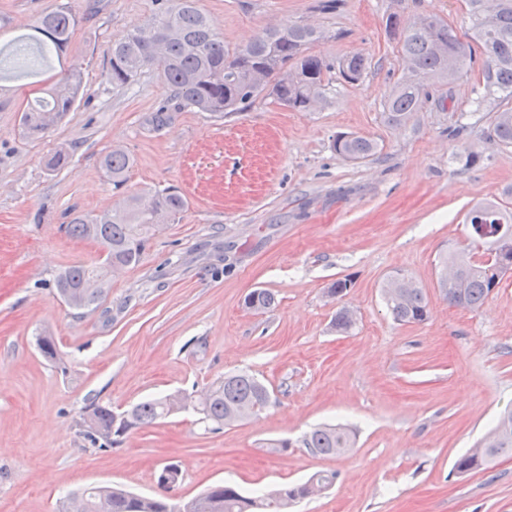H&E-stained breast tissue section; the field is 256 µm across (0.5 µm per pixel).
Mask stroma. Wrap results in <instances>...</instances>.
<instances>
[{
    "label": "stroma",
    "instance_id": "1",
    "mask_svg": "<svg viewBox=\"0 0 512 512\" xmlns=\"http://www.w3.org/2000/svg\"><path fill=\"white\" fill-rule=\"evenodd\" d=\"M392 2L197 0L229 47L302 21L332 32L319 47L327 60L359 52L370 62L359 83L330 84L314 110L260 100L219 114L174 107L153 68L120 89L108 81L113 41L154 19L156 0H0V46L58 4L79 19L64 55L0 79V512H55L65 491L90 484L155 495L170 463L186 500L224 481L249 491L329 471L335 484L292 512H512V457L452 473L512 406V272L477 310L448 306L437 280L441 253L476 251L465 224L474 203L512 212V145L491 139V113L470 111L479 57L460 80L430 88L405 125L385 121L402 75L385 27ZM427 13L468 30L462 0H402L403 21ZM73 64L84 86L73 108L27 134L28 102ZM343 133L372 138L377 153L344 159L333 149ZM115 147L133 158L119 190L100 165ZM59 152L68 164L48 168ZM167 187L186 211L96 309L75 314L55 277L103 256L66 234L71 217ZM399 273L425 289L426 321L388 314L381 288ZM341 278L353 286L338 304L326 289ZM256 289L276 306L246 308ZM341 304L356 314L346 334L332 326ZM42 333L61 362L40 354ZM239 371L276 396L257 418L211 431L189 406L109 451L82 434L91 403L121 412L192 397ZM322 424L348 428L353 447L312 455L302 439Z\"/></svg>",
    "mask_w": 512,
    "mask_h": 512
}]
</instances>
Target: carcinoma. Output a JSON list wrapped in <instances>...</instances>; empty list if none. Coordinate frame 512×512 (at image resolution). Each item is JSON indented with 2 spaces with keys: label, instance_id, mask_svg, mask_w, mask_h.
<instances>
[{
  "label": "carcinoma",
  "instance_id": "obj_1",
  "mask_svg": "<svg viewBox=\"0 0 512 512\" xmlns=\"http://www.w3.org/2000/svg\"><path fill=\"white\" fill-rule=\"evenodd\" d=\"M160 12L147 26L126 32L112 42L107 77L113 86L125 87L144 68L158 69L180 104L199 112H244L258 99L302 110L308 102L325 99L332 75L346 84L363 79L368 68L361 54L347 56L333 64L313 48L331 38L328 30L302 22H290L279 28L264 30L249 45L229 48L216 33L213 20L198 9L196 0H158ZM471 33L461 36L453 25L437 15H426L401 26L399 12L386 17V29L398 39L404 73L384 102L383 116L391 125H402L420 111L429 98L427 87L448 83V75L459 79L468 73L475 49L484 56L482 86L474 92V111L486 110L487 102L512 98V0H466ZM78 21L72 11L61 6L41 15L34 39L56 55L63 54L73 41ZM261 71L265 81L256 83L252 76ZM83 90L80 69L72 67L50 91V100L24 114L25 126L34 134L47 130L43 116L54 113L59 118L70 111ZM493 137L504 145L512 144V108L495 112ZM336 152L347 160H365L377 152V143L354 133L340 135L334 142ZM101 167L112 182L121 188L131 167L130 156L121 150L105 154ZM187 208L186 198L175 189L156 193L145 204L132 198L112 216L94 217L77 214L66 225L71 238L92 240L110 249L112 260L93 266H71L55 280L57 295L72 310L99 306L105 294H89L82 285L109 276L111 264L125 269L140 263L157 225L152 213L162 211L172 219ZM472 243L496 250L493 241L483 236L499 229L512 232V213L504 214L495 203L479 204L467 214ZM438 278L439 288L448 304L475 310L484 305L499 287L503 273L486 259L462 254L444 256ZM383 295L393 319L399 324L421 323L428 319L427 296L412 279L396 277L383 285ZM276 298L271 292L255 290L246 300L247 307L269 310ZM355 321L349 309L336 310L333 326L349 332ZM37 345L42 355L61 360L57 341L40 336ZM272 393L255 376L248 373L227 375L202 396L195 409L202 419L215 428L238 421L245 408L257 417L271 403ZM173 415L169 396L149 399L132 406L126 417L116 418L112 406L92 403L83 418V435L92 444L110 449L122 442L133 430L149 427ZM487 445L483 454L466 452L454 463L458 474L486 471L502 456L512 455V408L497 417L495 425L483 437ZM312 454L336 457L353 446L350 432L342 426L324 425L313 429L303 439ZM181 481L177 472L170 480L158 479L163 493L154 497L133 494L124 489L100 484L69 491L59 502L57 512H288L294 502L312 495L313 489L332 485L334 473H318L309 481L270 491L244 495L229 483H217L189 501L174 498L170 492Z\"/></svg>",
  "mask_w": 512,
  "mask_h": 512
}]
</instances>
